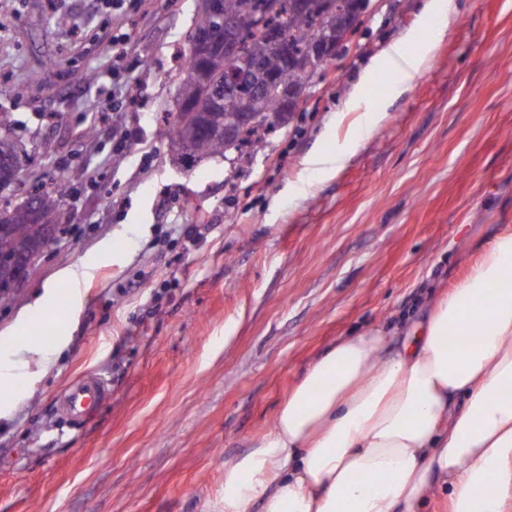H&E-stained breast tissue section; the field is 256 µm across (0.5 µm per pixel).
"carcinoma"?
I'll use <instances>...</instances> for the list:
<instances>
[{
	"instance_id": "carcinoma-1",
	"label": "carcinoma",
	"mask_w": 512,
	"mask_h": 512,
	"mask_svg": "<svg viewBox=\"0 0 512 512\" xmlns=\"http://www.w3.org/2000/svg\"><path fill=\"white\" fill-rule=\"evenodd\" d=\"M226 13L239 14L249 19L258 14L261 0H222ZM322 19L319 10L302 14H284L275 18V22L288 36L287 45L301 61L307 60L306 50L315 34L317 23ZM194 35L199 42L197 51H188L185 64L179 73L178 82L189 81L186 91L190 93L191 104L181 109L175 108L168 112L170 120L164 132L165 137L175 144L182 140H189L197 159H210L225 155L224 139L189 134L187 128L173 114L184 112H211L213 111L207 91L214 85L224 84V72L234 62L224 59V52L219 45L220 32L218 22L208 13H199L195 18ZM243 52L248 55L251 62L260 70L271 72L282 82H294L301 78L300 72L304 67L288 66L284 63L278 51L270 48L260 37L259 31L246 26L242 41ZM233 107L249 108L256 114L266 118L276 113L277 98L273 93L262 97L258 96L252 83L241 81L237 84L233 96L227 100ZM12 125L11 113L0 110V185L6 180L15 177L17 155L9 136L4 130ZM65 186L60 185L54 196L41 199L37 210L24 211L13 216L11 223L4 225L0 230V255L12 254L25 250L34 244L32 226L35 224H55L58 221L60 209V195Z\"/></svg>"
}]
</instances>
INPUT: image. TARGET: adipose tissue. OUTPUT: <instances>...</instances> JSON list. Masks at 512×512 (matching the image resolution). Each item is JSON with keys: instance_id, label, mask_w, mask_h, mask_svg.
<instances>
[{"instance_id": "ef3b65f1", "label": "adipose tissue", "mask_w": 512, "mask_h": 512, "mask_svg": "<svg viewBox=\"0 0 512 512\" xmlns=\"http://www.w3.org/2000/svg\"><path fill=\"white\" fill-rule=\"evenodd\" d=\"M409 30L371 60L400 78L371 125L408 94L434 43L411 52ZM418 337L375 355L376 328L339 340L306 371L273 430L224 471L219 512H418L433 477L448 485L449 512H512V228L482 249L436 301ZM52 349L19 338L0 350L10 390Z\"/></svg>"}]
</instances>
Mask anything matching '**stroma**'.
I'll list each match as a JSON object with an SVG mask.
<instances>
[{"instance_id":"1","label":"stroma","mask_w":512,"mask_h":512,"mask_svg":"<svg viewBox=\"0 0 512 512\" xmlns=\"http://www.w3.org/2000/svg\"><path fill=\"white\" fill-rule=\"evenodd\" d=\"M457 2L448 29L423 0H371L307 111L255 154L183 171L162 130L196 0H0V108L21 159L0 205L68 177L67 233L0 306L1 341H67L0 420V512H207L327 348L377 326L389 357L512 225V0ZM413 28L438 39L434 59L369 128L398 73L359 108L348 97ZM116 39L133 101L112 84ZM317 152L348 158L327 172ZM94 255L73 317L37 326L45 285ZM91 371L111 396L75 426L56 399Z\"/></svg>"}]
</instances>
